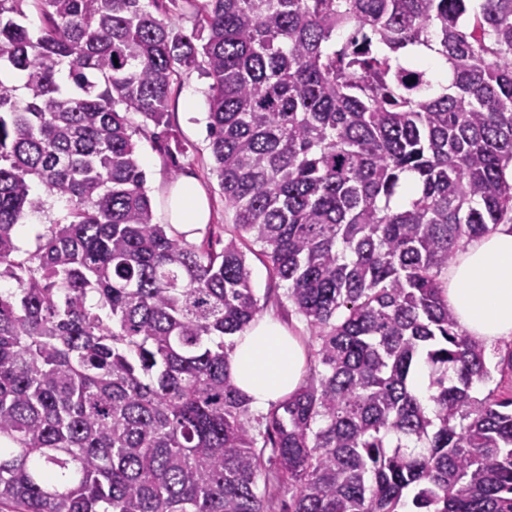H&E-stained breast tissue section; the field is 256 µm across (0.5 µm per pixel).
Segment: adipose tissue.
<instances>
[{
	"label": "adipose tissue",
	"instance_id": "1",
	"mask_svg": "<svg viewBox=\"0 0 512 512\" xmlns=\"http://www.w3.org/2000/svg\"><path fill=\"white\" fill-rule=\"evenodd\" d=\"M209 218L195 179L179 178L170 188L167 222L190 239ZM441 281L448 307L469 340L489 345L512 337V226L464 242ZM305 367L303 343L274 320L254 322L234 338L229 373L251 408H265L292 393Z\"/></svg>",
	"mask_w": 512,
	"mask_h": 512
}]
</instances>
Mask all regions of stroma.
Segmentation results:
<instances>
[{
    "mask_svg": "<svg viewBox=\"0 0 512 512\" xmlns=\"http://www.w3.org/2000/svg\"><path fill=\"white\" fill-rule=\"evenodd\" d=\"M209 78L199 70L181 71L169 94L168 125L160 136L137 134V159L146 175L155 223L165 221V201L172 183L184 175L201 183L211 209V221L198 231L196 245L221 250L232 228V213L225 205L224 189L215 172L208 130ZM251 285L262 315L278 319L294 335L309 337L310 328L285 297L286 286L272 277L268 262L257 252L246 255Z\"/></svg>",
    "mask_w": 512,
    "mask_h": 512,
    "instance_id": "obj_1",
    "label": "stroma"
}]
</instances>
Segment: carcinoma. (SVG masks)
I'll use <instances>...</instances> for the list:
<instances>
[{"label": "carcinoma", "instance_id": "obj_1", "mask_svg": "<svg viewBox=\"0 0 512 512\" xmlns=\"http://www.w3.org/2000/svg\"><path fill=\"white\" fill-rule=\"evenodd\" d=\"M158 2L0 0V512H512V393L472 395L512 350L491 363L439 280L512 224V0H188L189 34ZM190 68L219 252L154 222L136 158ZM245 240L316 361L257 417L228 374L260 312ZM48 218L42 214L32 216L27 223L20 224L16 230L15 242L22 250H34L38 244V236L45 232Z\"/></svg>", "mask_w": 512, "mask_h": 512}]
</instances>
